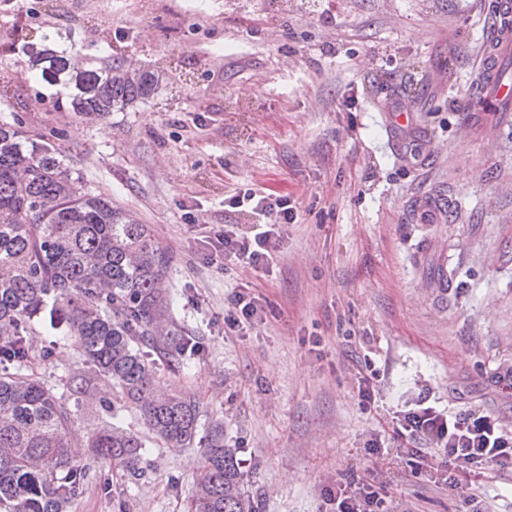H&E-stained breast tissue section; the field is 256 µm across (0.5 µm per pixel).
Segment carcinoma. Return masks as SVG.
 I'll use <instances>...</instances> for the list:
<instances>
[{
	"mask_svg": "<svg viewBox=\"0 0 512 512\" xmlns=\"http://www.w3.org/2000/svg\"><path fill=\"white\" fill-rule=\"evenodd\" d=\"M23 73L56 86L57 111L103 121L153 98L163 75L143 67L125 76L121 48L84 58L50 36L23 42ZM171 257L157 249L151 226L96 195L65 151L25 128L0 120V512H69L87 478L79 457L110 463L138 483L145 442L126 430L118 410L96 398L95 385L116 389L140 412L145 427L173 447L192 443L202 409L187 394L157 387L152 353L187 369L201 343L166 330L162 317ZM79 341L87 370L65 377L63 391L23 373L35 325ZM105 416L92 433L75 428L77 415ZM196 478L191 512H260L245 490L235 449L224 447L217 423Z\"/></svg>",
	"mask_w": 512,
	"mask_h": 512,
	"instance_id": "obj_1",
	"label": "carcinoma"
}]
</instances>
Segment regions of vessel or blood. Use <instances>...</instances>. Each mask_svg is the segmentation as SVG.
<instances>
[{"label": "vessel or blood", "mask_w": 512, "mask_h": 512, "mask_svg": "<svg viewBox=\"0 0 512 512\" xmlns=\"http://www.w3.org/2000/svg\"><path fill=\"white\" fill-rule=\"evenodd\" d=\"M492 26L480 62V76L474 93L468 94V108L493 112L512 100V84L498 77V63L512 52V0H494Z\"/></svg>", "instance_id": "vessel-or-blood-1"}]
</instances>
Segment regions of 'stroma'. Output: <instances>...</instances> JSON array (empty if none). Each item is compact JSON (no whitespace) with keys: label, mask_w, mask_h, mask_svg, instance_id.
I'll use <instances>...</instances> for the list:
<instances>
[{"label":"stroma","mask_w":512,"mask_h":512,"mask_svg":"<svg viewBox=\"0 0 512 512\" xmlns=\"http://www.w3.org/2000/svg\"><path fill=\"white\" fill-rule=\"evenodd\" d=\"M492 0H0V37L112 46L164 72L153 100L102 122L53 109L55 88L0 54V118L62 146L95 193L150 224L172 258L171 327L204 347L159 384L224 424L262 512H334L337 487L379 512H512V463L449 471L401 436L432 406L512 435V111L467 112ZM411 113L387 130L378 108ZM290 196L269 266L209 263L208 234L261 220L239 191ZM433 202L435 213L420 207ZM257 325L224 330L234 292ZM52 348L43 358V348ZM28 371L54 384L74 339L42 332ZM369 380L370 399L359 394ZM149 469L95 463L71 512H189L206 448H171L138 411Z\"/></svg>","instance_id":"1"}]
</instances>
